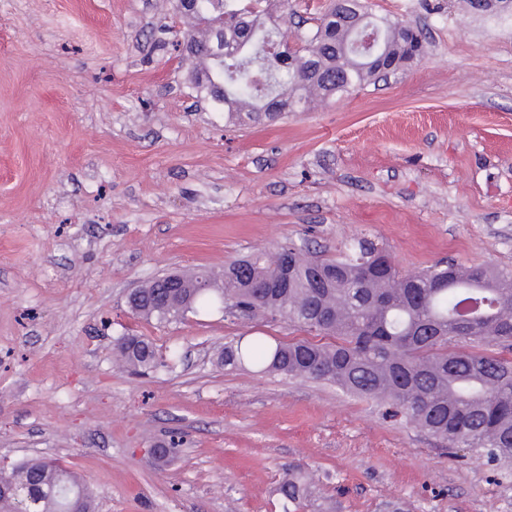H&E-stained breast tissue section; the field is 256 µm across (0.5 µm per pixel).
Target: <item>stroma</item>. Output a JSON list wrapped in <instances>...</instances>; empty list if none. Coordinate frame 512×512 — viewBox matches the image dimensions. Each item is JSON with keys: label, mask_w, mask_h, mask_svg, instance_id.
Instances as JSON below:
<instances>
[{"label": "stroma", "mask_w": 512, "mask_h": 512, "mask_svg": "<svg viewBox=\"0 0 512 512\" xmlns=\"http://www.w3.org/2000/svg\"><path fill=\"white\" fill-rule=\"evenodd\" d=\"M363 2L425 53L238 125L197 98L158 0H0V461L62 463L97 512H512V466L336 385L217 360L242 336L316 333L217 310L159 325L125 303L283 244L512 269V0ZM127 332L166 366L115 364ZM290 474L307 491L288 505Z\"/></svg>", "instance_id": "1"}]
</instances>
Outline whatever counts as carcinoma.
Returning a JSON list of instances; mask_svg holds the SVG:
<instances>
[{
	"label": "carcinoma",
	"instance_id": "carcinoma-1",
	"mask_svg": "<svg viewBox=\"0 0 512 512\" xmlns=\"http://www.w3.org/2000/svg\"><path fill=\"white\" fill-rule=\"evenodd\" d=\"M267 0H198L183 12L189 28L175 31L185 45L192 88L216 112L260 123L270 110L305 107L378 79L375 63L353 48L358 17L380 31L385 59L407 62L422 39L399 21L373 18L360 0H337L315 19L285 59L261 49L282 29L267 25ZM165 276L138 289L129 309L160 323L217 309L229 315L284 320L333 339L271 343L263 337L224 345L220 362L334 384L384 403L394 414L450 448L485 453L512 464V271L440 261L404 275L389 253L367 240L336 257L307 255L293 246L255 252L221 270ZM467 343L470 350L458 345ZM130 369L166 365L145 336H119L113 347ZM10 484L23 499L0 491V512H67L78 492L94 498L78 476L55 463L11 466ZM285 499L300 498L301 480L288 476Z\"/></svg>",
	"mask_w": 512,
	"mask_h": 512
}]
</instances>
